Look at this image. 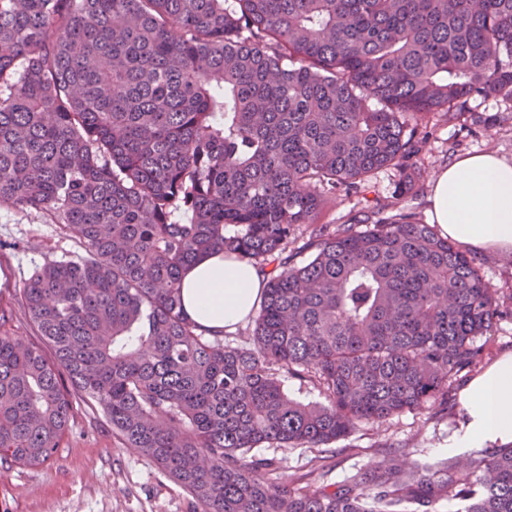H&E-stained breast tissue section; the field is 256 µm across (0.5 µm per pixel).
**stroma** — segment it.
Wrapping results in <instances>:
<instances>
[{"instance_id":"1","label":"stroma","mask_w":512,"mask_h":512,"mask_svg":"<svg viewBox=\"0 0 512 512\" xmlns=\"http://www.w3.org/2000/svg\"><path fill=\"white\" fill-rule=\"evenodd\" d=\"M407 129L427 128L421 159L426 186L399 195L400 176L392 169L374 172L361 194L327 201L318 221L337 227L376 201L396 202L398 209L430 223L428 184L437 172L468 154L493 152L512 161V102L494 97L471 100L463 117L449 121L438 114L405 118ZM78 238L59 224L31 217L0 205V311L10 321L8 330L29 345L40 344L35 325L22 300V288L43 265L83 255ZM485 279L497 290L502 311L479 342L481 361L454 377L448 385L446 408L423 407L406 411L380 424H363L335 443L328 459L327 483L342 484L353 472L383 461L389 449H398L406 466L433 463L459 456L448 439L458 428L459 393L495 359L512 353V254L479 258ZM261 456L273 459L286 479L311 475L315 448H264ZM191 496L175 485L140 450L127 447L113 433L100 405L74 396L68 429L53 457L37 467L0 468V512H193Z\"/></svg>"}]
</instances>
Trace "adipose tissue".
<instances>
[{
    "instance_id": "adipose-tissue-1",
    "label": "adipose tissue",
    "mask_w": 512,
    "mask_h": 512,
    "mask_svg": "<svg viewBox=\"0 0 512 512\" xmlns=\"http://www.w3.org/2000/svg\"><path fill=\"white\" fill-rule=\"evenodd\" d=\"M431 218L441 236L478 254L512 252V161L495 153L461 157L430 188ZM270 270L209 254L181 281L185 316L209 333L231 332L258 306ZM463 418L452 448L512 442V353L503 355L461 393Z\"/></svg>"
}]
</instances>
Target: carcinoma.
I'll use <instances>...</instances> for the list:
<instances>
[{
  "mask_svg": "<svg viewBox=\"0 0 512 512\" xmlns=\"http://www.w3.org/2000/svg\"><path fill=\"white\" fill-rule=\"evenodd\" d=\"M487 96L512 100V0H0V204L86 252L22 291L53 359L0 316V466L60 447L65 374L197 512H512V442L333 490L248 456L446 405L480 362L497 291L436 225L380 201L314 220L381 169L418 189L428 133L403 115ZM213 252L274 266L239 344L182 312L183 271ZM285 392L289 397L305 403H326L325 395L318 385L310 381H300L294 376L284 374L282 377Z\"/></svg>",
  "mask_w": 512,
  "mask_h": 512,
  "instance_id": "obj_1",
  "label": "carcinoma"
}]
</instances>
